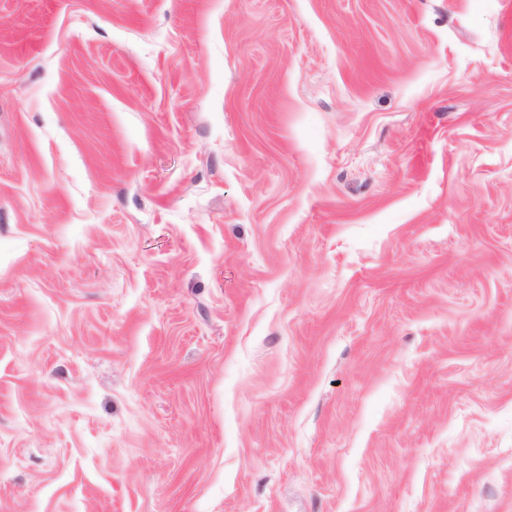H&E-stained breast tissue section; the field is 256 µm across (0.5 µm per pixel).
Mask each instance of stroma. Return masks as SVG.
<instances>
[{"label": "stroma", "mask_w": 512, "mask_h": 512, "mask_svg": "<svg viewBox=\"0 0 512 512\" xmlns=\"http://www.w3.org/2000/svg\"><path fill=\"white\" fill-rule=\"evenodd\" d=\"M0 512H512V0H0Z\"/></svg>", "instance_id": "35a3bbf8"}]
</instances>
